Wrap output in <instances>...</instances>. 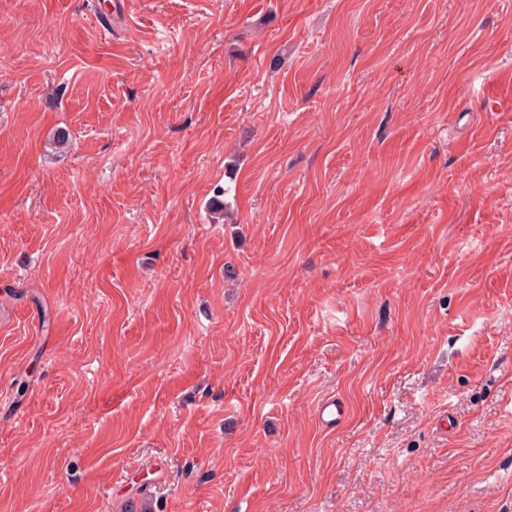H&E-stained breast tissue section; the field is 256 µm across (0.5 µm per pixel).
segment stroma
Masks as SVG:
<instances>
[{
	"instance_id": "stroma-1",
	"label": "stroma",
	"mask_w": 512,
	"mask_h": 512,
	"mask_svg": "<svg viewBox=\"0 0 512 512\" xmlns=\"http://www.w3.org/2000/svg\"><path fill=\"white\" fill-rule=\"evenodd\" d=\"M0 512H512V0H0Z\"/></svg>"
}]
</instances>
